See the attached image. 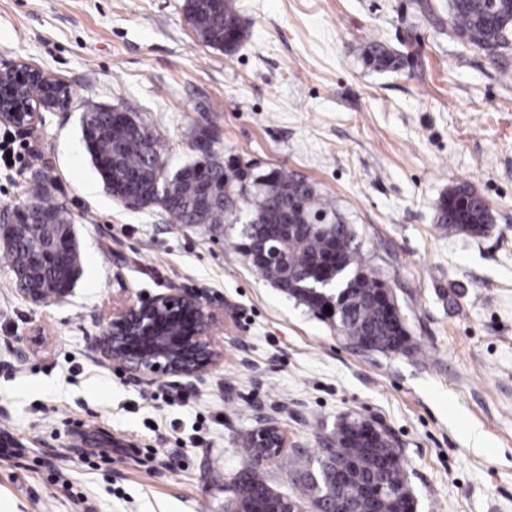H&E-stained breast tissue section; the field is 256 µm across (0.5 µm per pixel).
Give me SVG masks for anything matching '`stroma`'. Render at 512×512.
I'll use <instances>...</instances> for the list:
<instances>
[{
	"mask_svg": "<svg viewBox=\"0 0 512 512\" xmlns=\"http://www.w3.org/2000/svg\"><path fill=\"white\" fill-rule=\"evenodd\" d=\"M248 37L201 43L183 0H0V63L70 90L63 112L0 137L31 144L0 163V215L44 181L70 213L81 272L36 302L0 251V499L14 512H231L243 438L279 426L313 456L337 420H373L398 443L416 512H512V45L499 55L403 22L413 0H235ZM402 50L379 73L371 31ZM136 115L168 172L207 130L227 172L312 183L397 297L413 348L362 352L259 278L240 224L172 223L125 208L92 167L85 110ZM490 206L480 237L437 221L448 188ZM198 288L222 314L217 365L136 380L90 343L113 311ZM180 400L165 401L170 389ZM364 63L378 72H388L398 69L404 62L403 56L384 43L376 36L365 45L361 53Z\"/></svg>",
	"mask_w": 512,
	"mask_h": 512,
	"instance_id": "obj_1",
	"label": "stroma"
}]
</instances>
